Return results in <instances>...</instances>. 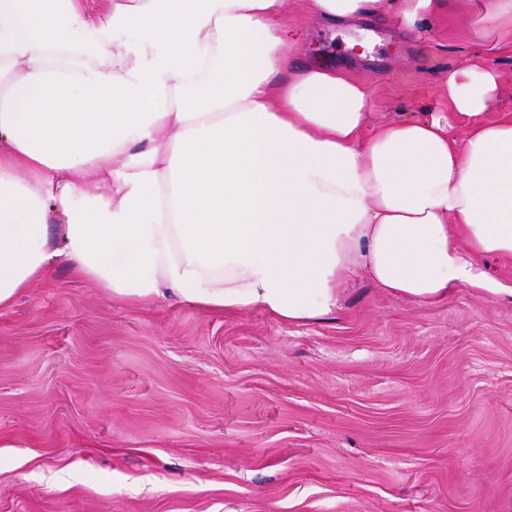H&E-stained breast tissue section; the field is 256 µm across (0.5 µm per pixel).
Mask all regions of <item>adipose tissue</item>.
Here are the masks:
<instances>
[{"mask_svg": "<svg viewBox=\"0 0 512 512\" xmlns=\"http://www.w3.org/2000/svg\"><path fill=\"white\" fill-rule=\"evenodd\" d=\"M286 3L0 0V312L61 263L120 301L287 323L356 277L417 305L512 296L488 271L512 261V117L484 119L485 51L449 74L447 112L372 126L363 86L296 64ZM301 3L391 7L409 31L450 6Z\"/></svg>", "mask_w": 512, "mask_h": 512, "instance_id": "adipose-tissue-1", "label": "adipose tissue"}]
</instances>
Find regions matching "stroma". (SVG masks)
I'll return each instance as SVG.
<instances>
[{
  "label": "stroma",
  "mask_w": 512,
  "mask_h": 512,
  "mask_svg": "<svg viewBox=\"0 0 512 512\" xmlns=\"http://www.w3.org/2000/svg\"><path fill=\"white\" fill-rule=\"evenodd\" d=\"M299 60L369 91L371 123L446 111L475 49L512 116V26L473 9L419 39L389 14L291 6ZM0 512H512V299L418 306L366 279L319 321L113 300L64 264L0 313Z\"/></svg>",
  "instance_id": "1"
}]
</instances>
